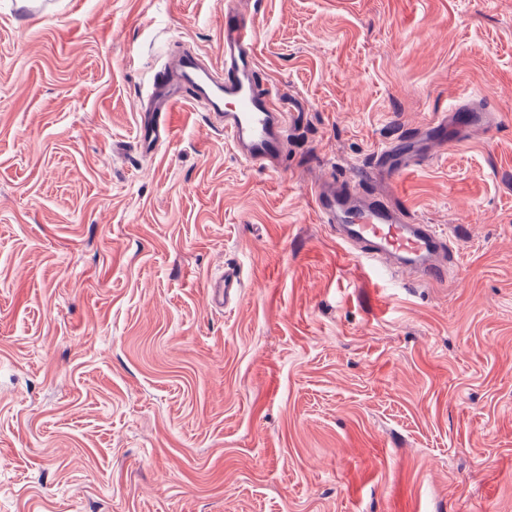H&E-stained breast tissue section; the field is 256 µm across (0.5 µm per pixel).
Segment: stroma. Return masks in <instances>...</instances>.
Returning a JSON list of instances; mask_svg holds the SVG:
<instances>
[{
    "mask_svg": "<svg viewBox=\"0 0 512 512\" xmlns=\"http://www.w3.org/2000/svg\"><path fill=\"white\" fill-rule=\"evenodd\" d=\"M224 2L0 0V512H512V0H247L285 168L189 102L140 156ZM458 103L493 124L359 185L458 275L377 279L309 187ZM208 292L211 300L223 305L225 298L230 295L232 288H241V282L234 268L227 267L224 269V276L211 279L208 282Z\"/></svg>",
    "mask_w": 512,
    "mask_h": 512,
    "instance_id": "obj_1",
    "label": "stroma"
}]
</instances>
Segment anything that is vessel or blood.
I'll use <instances>...</instances> for the list:
<instances>
[{
	"instance_id": "vessel-or-blood-1",
	"label": "vessel or blood",
	"mask_w": 512,
	"mask_h": 512,
	"mask_svg": "<svg viewBox=\"0 0 512 512\" xmlns=\"http://www.w3.org/2000/svg\"><path fill=\"white\" fill-rule=\"evenodd\" d=\"M258 24L235 4L224 8V68L214 71L192 53H184L161 69L136 107V146L149 156L171 142L170 117L185 102L200 101L221 124L224 136L249 165L268 168L283 164L290 116L280 95L259 77L256 46ZM444 117L414 128L398 142L378 149L365 171L369 181H389L419 167L410 145L418 138L442 149L448 145ZM320 223L332 224L340 241L359 249L370 265L403 268L422 280L446 281L450 273L447 241L433 226L409 221L399 207L357 194L350 180L323 179L311 187ZM241 282L235 269L225 268L208 283L214 303H223Z\"/></svg>"
}]
</instances>
